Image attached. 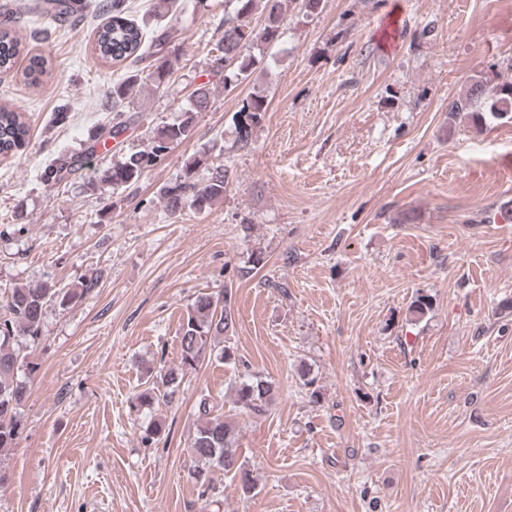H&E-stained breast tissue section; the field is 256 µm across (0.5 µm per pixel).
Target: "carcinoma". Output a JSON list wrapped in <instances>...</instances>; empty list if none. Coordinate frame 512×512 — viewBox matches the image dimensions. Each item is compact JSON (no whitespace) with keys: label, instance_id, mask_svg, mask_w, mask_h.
I'll return each instance as SVG.
<instances>
[{"label":"carcinoma","instance_id":"cac0c4a2","mask_svg":"<svg viewBox=\"0 0 512 512\" xmlns=\"http://www.w3.org/2000/svg\"><path fill=\"white\" fill-rule=\"evenodd\" d=\"M286 0H224V18L220 26L224 33L211 49L209 65L212 71L223 74L224 88H235L248 81L261 68L263 53L253 50L272 46L283 35L284 3ZM265 13L264 25L256 28L249 18L257 10ZM127 0H102L99 10L108 20L95 34L94 51L106 63L132 59L143 62L157 57L160 64L147 74L155 86L168 81L179 69L176 55L163 54L173 39V29L165 24L149 28L128 17ZM28 10L56 23L77 26L84 18L78 12L76 0H39ZM25 45L8 22L0 24V75L14 71L17 59ZM47 73V61L42 56L29 59L26 78L36 84ZM140 71L132 70L122 80L112 84V109L117 112L128 106L139 91ZM211 98V88L203 83L191 95L189 106L181 119L161 127L153 140L144 148L131 151L112 163L99 176V188H131L141 177L165 160L175 144L185 141L191 134L198 114L205 111ZM267 111L265 95L258 91L242 100L233 117L234 144L240 150L252 143L254 130ZM489 121L512 122V81L500 80L498 74H480L472 77L468 85L452 103L448 111V128L458 122L479 130ZM127 130L120 122L103 127L90 137L85 153L71 155L47 166L43 180L51 187L61 186L91 164L97 145L107 139L117 140ZM29 124L25 113L17 108L0 106V155L20 151L28 141ZM203 166H209V152L189 158L185 164L184 180L165 191L171 211L183 205L202 210L224 197L226 171L220 166L212 168L209 177L198 183L193 175ZM100 275L89 276L76 288H59L52 281L22 288H13L0 302V451L14 447L20 430L18 409L25 400L38 364L29 360L28 349L42 339L47 310L51 306L66 309L90 292L99 283ZM235 331L234 308L224 299L207 292L198 293L180 329V356L178 368H169L161 375L162 384L176 387L179 375L195 370L207 359L215 358L224 364H234L237 355L231 336ZM280 395L277 383L260 374H247L233 382V404L239 414L255 418L267 415ZM237 426L219 405L208 398L198 403V424L190 441L191 455L201 463L192 478L202 488L201 512L220 503L210 472L221 469L224 475L238 480L242 491L249 493L254 483L246 463L239 452Z\"/></svg>","mask_w":512,"mask_h":512}]
</instances>
